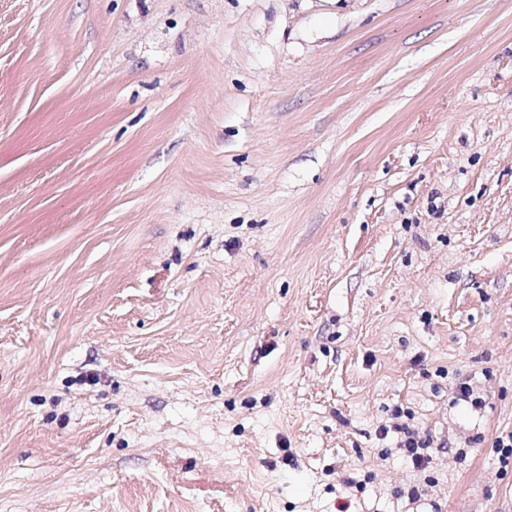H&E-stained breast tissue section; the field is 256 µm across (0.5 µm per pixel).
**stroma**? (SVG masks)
Here are the masks:
<instances>
[{"label":"stroma","instance_id":"stroma-1","mask_svg":"<svg viewBox=\"0 0 512 512\" xmlns=\"http://www.w3.org/2000/svg\"><path fill=\"white\" fill-rule=\"evenodd\" d=\"M510 429L512 0H0V512H512ZM453 394L454 403L464 402L480 408L485 402L480 392L468 380L458 379L454 385ZM392 424L381 425L379 430L380 439L387 438L390 432L396 434L394 448L399 450L403 459L417 471L425 470L432 466L436 460L438 448L441 444H435L437 440L428 431H420L408 420H413L409 409L395 407L390 415Z\"/></svg>","mask_w":512,"mask_h":512}]
</instances>
